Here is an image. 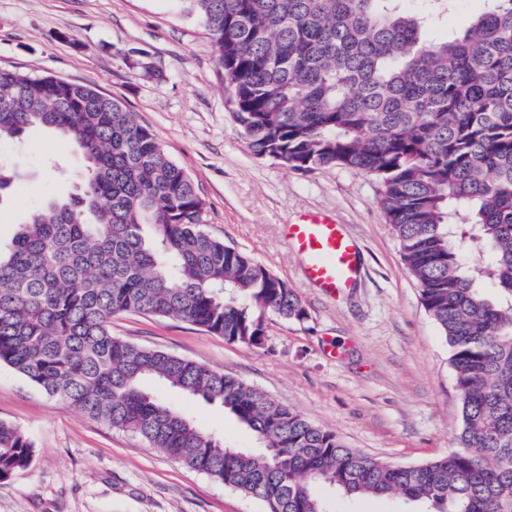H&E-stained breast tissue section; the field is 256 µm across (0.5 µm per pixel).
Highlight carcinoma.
<instances>
[{"mask_svg":"<svg viewBox=\"0 0 512 512\" xmlns=\"http://www.w3.org/2000/svg\"><path fill=\"white\" fill-rule=\"evenodd\" d=\"M224 70L230 118L259 157L357 170L381 203L425 310L451 349L462 426L447 455L399 465L263 391L112 335L125 312L258 345L264 317L303 320L298 294L206 233L205 200L117 100L0 70V145L46 128L85 159L0 247V364L89 418L131 432L267 512H333L319 493L400 495L424 512H512V0L459 35L429 31L456 0H183ZM482 261L465 262V254ZM224 411L260 450L224 446L144 387ZM34 444L0 420V480Z\"/></svg>","mask_w":512,"mask_h":512,"instance_id":"1","label":"carcinoma"}]
</instances>
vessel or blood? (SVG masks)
<instances>
[{"label": "vessel or blood", "mask_w": 512, "mask_h": 512, "mask_svg": "<svg viewBox=\"0 0 512 512\" xmlns=\"http://www.w3.org/2000/svg\"><path fill=\"white\" fill-rule=\"evenodd\" d=\"M286 238L302 260L306 281L333 295L351 287L361 274L360 252L343 225L310 213L287 225Z\"/></svg>", "instance_id": "vessel-or-blood-1"}]
</instances>
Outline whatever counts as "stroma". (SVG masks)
Segmentation results:
<instances>
[{"label":"stroma","mask_w":512,"mask_h":512,"mask_svg":"<svg viewBox=\"0 0 512 512\" xmlns=\"http://www.w3.org/2000/svg\"><path fill=\"white\" fill-rule=\"evenodd\" d=\"M153 67L141 75L136 64ZM0 68L94 86L149 127L206 201L203 228L248 253L299 295L304 320L266 314L261 345L170 318L113 316L112 334L204 364L259 388L347 446L412 465L447 454L460 426L450 350L426 312L371 175L340 167L288 169L255 155L229 117L224 71L209 35L183 0H0ZM71 176L82 155L35 128L0 149L21 174L0 202V244L46 197L61 191L46 157ZM308 212L344 224L361 252L349 290L310 287L282 227ZM146 389L231 448L254 450V434L223 407L154 380ZM0 420L33 441L29 466L0 481V512H265L150 447L50 397L0 365ZM327 499L334 512H412L398 497Z\"/></svg>","instance_id":"35a3bbf8"}]
</instances>
